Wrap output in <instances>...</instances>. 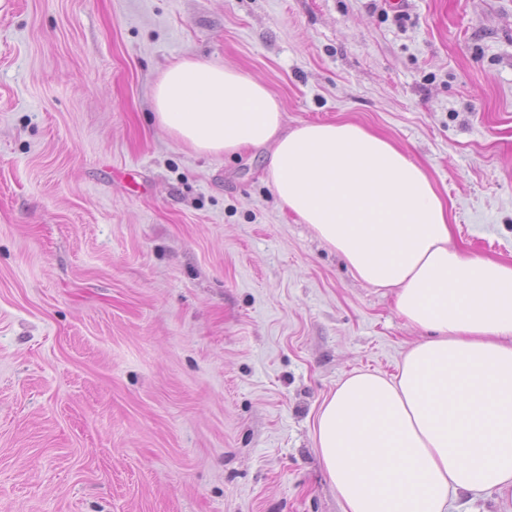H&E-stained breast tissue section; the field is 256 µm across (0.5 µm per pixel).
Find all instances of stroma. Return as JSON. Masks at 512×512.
I'll list each match as a JSON object with an SVG mask.
<instances>
[{
	"mask_svg": "<svg viewBox=\"0 0 512 512\" xmlns=\"http://www.w3.org/2000/svg\"><path fill=\"white\" fill-rule=\"evenodd\" d=\"M187 55L389 137L512 263V0H0V512H341L316 413L419 336L264 150L157 126Z\"/></svg>",
	"mask_w": 512,
	"mask_h": 512,
	"instance_id": "35a3bbf8",
	"label": "stroma"
}]
</instances>
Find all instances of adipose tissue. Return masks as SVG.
<instances>
[{"label": "adipose tissue", "mask_w": 512, "mask_h": 512, "mask_svg": "<svg viewBox=\"0 0 512 512\" xmlns=\"http://www.w3.org/2000/svg\"><path fill=\"white\" fill-rule=\"evenodd\" d=\"M152 97L157 125L197 154L266 150L278 200L424 332L396 375L352 371L319 408L315 446L342 512H448L449 493L511 490L512 264L452 246L425 168L354 123L288 128L263 83L194 56Z\"/></svg>", "instance_id": "adipose-tissue-1"}]
</instances>
